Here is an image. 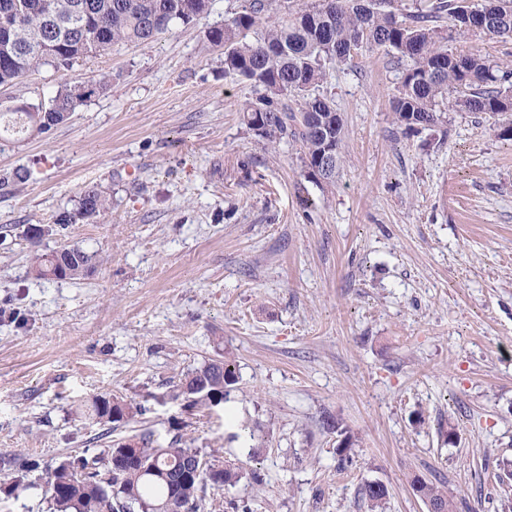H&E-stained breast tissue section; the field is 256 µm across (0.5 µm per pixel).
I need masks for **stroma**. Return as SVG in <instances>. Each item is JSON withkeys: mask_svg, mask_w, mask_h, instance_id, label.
<instances>
[{"mask_svg": "<svg viewBox=\"0 0 512 512\" xmlns=\"http://www.w3.org/2000/svg\"><path fill=\"white\" fill-rule=\"evenodd\" d=\"M241 3L80 60L73 76L108 74L109 93L0 152V512H48L60 461L149 431L262 475L200 512H369L368 481L385 512H427L413 474L457 512H512V140L468 112L407 130L391 104L403 63L365 48L323 85L343 137L334 185L317 186L300 142L247 128L255 91L204 36ZM448 47L512 66V40ZM59 81L44 67L0 85V112L48 106ZM89 186L106 210L56 224ZM66 245L95 255L93 274L38 277L34 252ZM221 352L236 390L188 409L181 378ZM97 395L140 412L92 423ZM327 416L360 439L350 470ZM413 490L423 499L428 507L429 512H433V505L441 506L444 512H456V504L452 496L448 495V491L443 487L427 481L426 479L415 475L411 480ZM431 506H430V505Z\"/></svg>", "mask_w": 512, "mask_h": 512, "instance_id": "1", "label": "stroma"}]
</instances>
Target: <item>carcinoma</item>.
<instances>
[{
  "label": "carcinoma",
  "mask_w": 512,
  "mask_h": 512,
  "mask_svg": "<svg viewBox=\"0 0 512 512\" xmlns=\"http://www.w3.org/2000/svg\"><path fill=\"white\" fill-rule=\"evenodd\" d=\"M213 0H0V85L13 83L43 66L66 73L80 60L102 55L116 44H149L172 32L177 24L195 23L210 14ZM467 0H427L407 7L403 0H311L294 11L280 12L275 0H243L228 22L207 29L208 41L224 48V75L251 82L258 91L245 104L249 130L269 143L294 138L303 147L307 176L334 183L340 166L343 122L331 99L320 92L329 68L346 64L351 46L394 51L407 61L394 96L398 123L420 131L417 124L437 130L445 112L503 115L512 112V71L477 54L448 51L452 33H467ZM490 17L477 35L512 39V0H483ZM448 20V33L436 22ZM256 27L261 35L247 39ZM110 80L101 75L66 78L47 108L24 105L12 112V131L39 133L67 119L83 102L107 93ZM331 150L333 167L317 174L322 153ZM107 208L95 187L81 193L79 211L62 213L58 224L89 218ZM37 275L77 279L95 269L93 256L71 247L35 257ZM234 359L219 355L188 372L179 394L191 404L226 402L238 383ZM85 418L103 426L126 422L133 407L104 395L83 410ZM337 448V468L353 466L355 441L345 430ZM135 451L125 454L112 444L82 471L59 463L46 482L49 512H199L207 491L232 486L243 477L241 467L208 462L198 471L183 468L199 451L175 439L160 445L143 433ZM413 490L443 512H456L448 491L420 476ZM371 512L381 507L387 487L377 481L361 488Z\"/></svg>",
  "instance_id": "cac0c4a2"
}]
</instances>
